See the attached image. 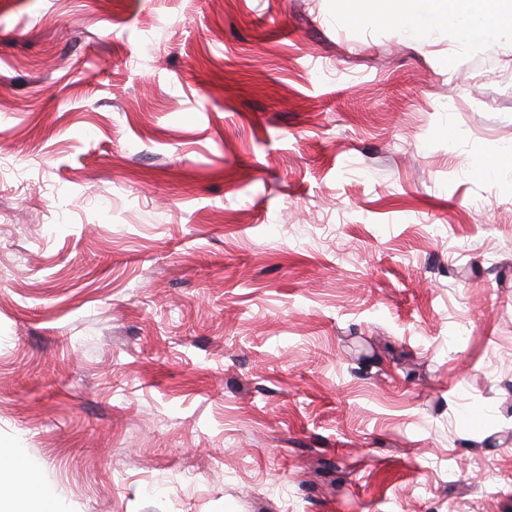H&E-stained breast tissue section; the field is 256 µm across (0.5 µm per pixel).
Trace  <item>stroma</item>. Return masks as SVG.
<instances>
[{"label":"stroma","mask_w":512,"mask_h":512,"mask_svg":"<svg viewBox=\"0 0 512 512\" xmlns=\"http://www.w3.org/2000/svg\"><path fill=\"white\" fill-rule=\"evenodd\" d=\"M392 0H0V448L55 512H512V29ZM4 456L0 452L1 467L7 465L11 469L13 481L17 486L16 490L35 499L41 505V510L36 512L53 511V490L46 484L28 480L31 475L36 473L37 463L29 457L26 449L9 448Z\"/></svg>","instance_id":"stroma-1"}]
</instances>
